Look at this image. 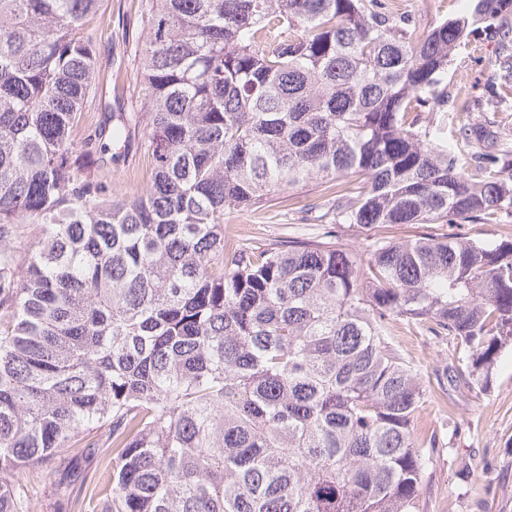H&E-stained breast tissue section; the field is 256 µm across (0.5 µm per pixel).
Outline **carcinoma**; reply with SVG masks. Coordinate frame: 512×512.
I'll return each instance as SVG.
<instances>
[{
	"label": "carcinoma",
	"mask_w": 512,
	"mask_h": 512,
	"mask_svg": "<svg viewBox=\"0 0 512 512\" xmlns=\"http://www.w3.org/2000/svg\"><path fill=\"white\" fill-rule=\"evenodd\" d=\"M102 0H0V512H420L437 447L393 341L512 342V241L389 225L512 216L498 134L448 126L455 48L489 23L512 95V0L419 27L366 0H145L140 106L80 143ZM151 155L119 198L84 162ZM323 187L335 236L245 244L224 211ZM36 249L18 257L21 224Z\"/></svg>",
	"instance_id": "carcinoma-1"
}]
</instances>
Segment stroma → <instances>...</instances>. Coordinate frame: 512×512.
I'll return each instance as SVG.
<instances>
[{"label":"stroma","mask_w":512,"mask_h":512,"mask_svg":"<svg viewBox=\"0 0 512 512\" xmlns=\"http://www.w3.org/2000/svg\"><path fill=\"white\" fill-rule=\"evenodd\" d=\"M382 10L407 17L419 25L452 18L471 9L470 0H379ZM87 32L96 47L99 93L86 107L73 130L83 140L105 108L114 106L112 87L140 93L137 81V42L144 34L143 0H103L90 17ZM501 70L495 62V40L484 35L479 49L460 47L448 67L449 115L461 112L464 101L475 104L473 121L489 123L512 118V99L486 106L481 98L498 84ZM152 160L143 151L130 150L125 163L100 168V177L121 196L142 194L151 180ZM230 233L244 242L270 243L279 239L309 238L321 225L298 210L273 209L224 213ZM445 224L393 228L394 236L441 235L452 231ZM458 235L481 240H512V217L497 224L469 222L454 229ZM394 340L418 374L426 391L417 428L435 434L438 446L425 471L421 493L424 512H512V344L502 349L492 369L488 391L465 381L447 383V368H465L467 353L450 336H425L397 324Z\"/></svg>","instance_id":"1"}]
</instances>
